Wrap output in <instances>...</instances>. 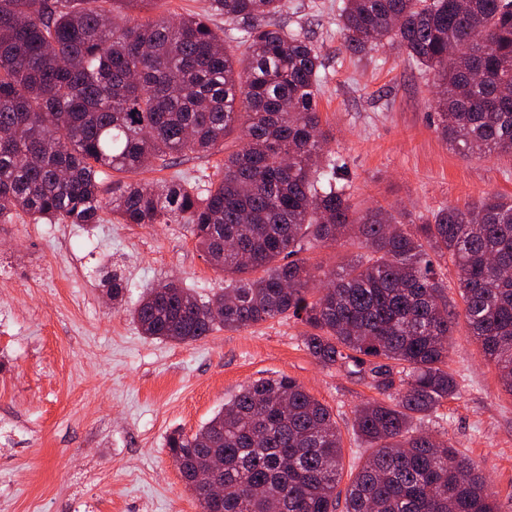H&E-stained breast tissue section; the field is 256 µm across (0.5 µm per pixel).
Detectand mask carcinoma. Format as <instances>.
<instances>
[{"instance_id": "1", "label": "carcinoma", "mask_w": 512, "mask_h": 512, "mask_svg": "<svg viewBox=\"0 0 512 512\" xmlns=\"http://www.w3.org/2000/svg\"><path fill=\"white\" fill-rule=\"evenodd\" d=\"M157 2L0 0V222L98 224L108 209L120 224H185L224 291L147 289L129 310L143 335L188 344L294 318L320 364L388 396L356 410L371 452L341 493L333 412L290 377L242 387L196 432L167 438L201 512H497L480 463L421 425L460 391L433 254L454 262L470 333L512 395V198L418 218L360 209L322 128L321 55L276 21L286 0H207L176 22L150 15ZM337 26L357 55L396 45L437 70V128L454 151L512 157V0H342ZM231 135L204 193L176 177L103 198L106 169L171 168ZM348 242L363 253L338 272L301 257ZM101 286L121 304L120 275ZM208 457L224 462L218 503L198 480Z\"/></svg>"}]
</instances>
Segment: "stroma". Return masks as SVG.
Returning a JSON list of instances; mask_svg holds the SVG:
<instances>
[{"mask_svg": "<svg viewBox=\"0 0 512 512\" xmlns=\"http://www.w3.org/2000/svg\"><path fill=\"white\" fill-rule=\"evenodd\" d=\"M340 0H288L281 23L311 38L324 67L320 112L364 209L428 215L485 192L512 196V158H467L437 130V78L397 49L352 54L336 24ZM226 139L211 154L180 156L199 189L216 182ZM116 266L125 309L98 285ZM171 279L202 298L224 286L183 224L0 223V512H200L166 440L194 433L248 383L288 376L336 416L342 479L369 450L354 411L378 398L362 375L319 364L305 327L274 319L190 343L142 336L126 312ZM448 369L457 396L424 430L480 461L498 512H512V396L458 322Z\"/></svg>", "mask_w": 512, "mask_h": 512, "instance_id": "35a3bbf8", "label": "stroma"}]
</instances>
